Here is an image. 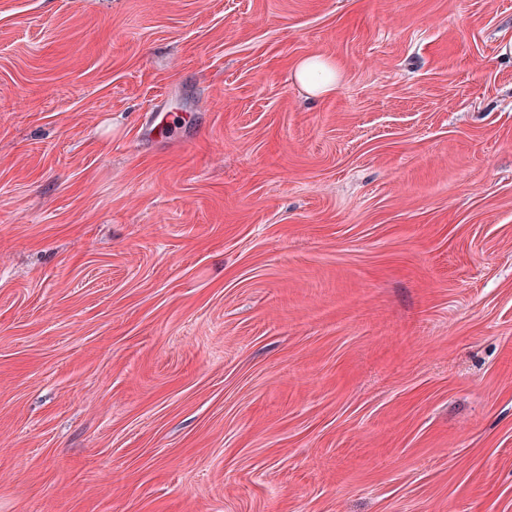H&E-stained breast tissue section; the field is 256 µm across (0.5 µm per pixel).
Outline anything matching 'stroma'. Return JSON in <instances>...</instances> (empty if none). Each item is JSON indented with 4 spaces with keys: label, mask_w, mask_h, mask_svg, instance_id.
Masks as SVG:
<instances>
[{
    "label": "stroma",
    "mask_w": 512,
    "mask_h": 512,
    "mask_svg": "<svg viewBox=\"0 0 512 512\" xmlns=\"http://www.w3.org/2000/svg\"><path fill=\"white\" fill-rule=\"evenodd\" d=\"M511 45L512 0H0V512H512ZM294 75L307 89L320 94L333 92L338 82L336 69L320 56L301 59L296 65Z\"/></svg>",
    "instance_id": "stroma-1"
}]
</instances>
